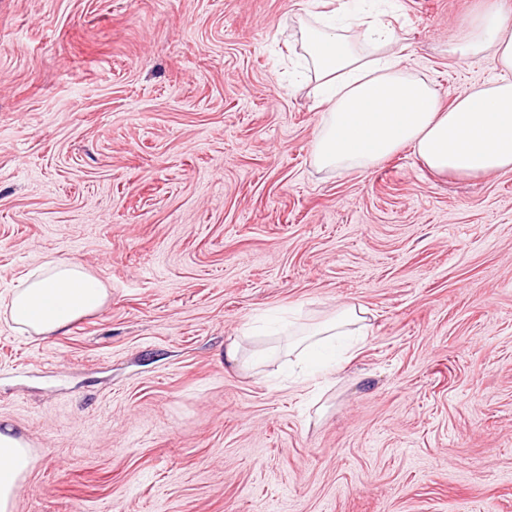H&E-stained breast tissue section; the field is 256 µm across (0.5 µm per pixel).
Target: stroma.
Instances as JSON below:
<instances>
[{
    "label": "stroma",
    "mask_w": 512,
    "mask_h": 512,
    "mask_svg": "<svg viewBox=\"0 0 512 512\" xmlns=\"http://www.w3.org/2000/svg\"><path fill=\"white\" fill-rule=\"evenodd\" d=\"M491 0H376L442 105L499 75L448 45ZM312 0H0V294L46 258L102 309L0 316L14 512H512V171L311 160ZM361 307L336 382L258 370L287 316ZM281 353V348L278 346H273L270 348H266L260 351H257L253 354L250 360H244L242 356V343L241 340H233L228 343L225 356L226 359L232 363L242 364L245 366H249L252 368L260 367L269 357L273 355H279ZM32 464V451L11 426H0V511L13 512Z\"/></svg>",
    "instance_id": "obj_1"
}]
</instances>
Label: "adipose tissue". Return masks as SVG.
I'll list each match as a JSON object with an SVG mask.
<instances>
[{
  "label": "adipose tissue",
  "instance_id": "obj_1",
  "mask_svg": "<svg viewBox=\"0 0 512 512\" xmlns=\"http://www.w3.org/2000/svg\"><path fill=\"white\" fill-rule=\"evenodd\" d=\"M299 40L308 80L325 107L314 136L312 161L336 172H366L403 147L438 173L465 176L512 170V0L477 14L450 47L460 58H491L500 77L465 88L449 106L426 78L402 67L392 31L375 19L324 21L314 13ZM108 291L82 265L49 260L19 278L0 314L21 331L47 339L100 310ZM361 316L344 307L308 329L287 349L273 346L242 356V343H228V361L260 367L287 353L305 368L319 351L351 335ZM32 464V451L11 426H0V512H14Z\"/></svg>",
  "mask_w": 512,
  "mask_h": 512
}]
</instances>
